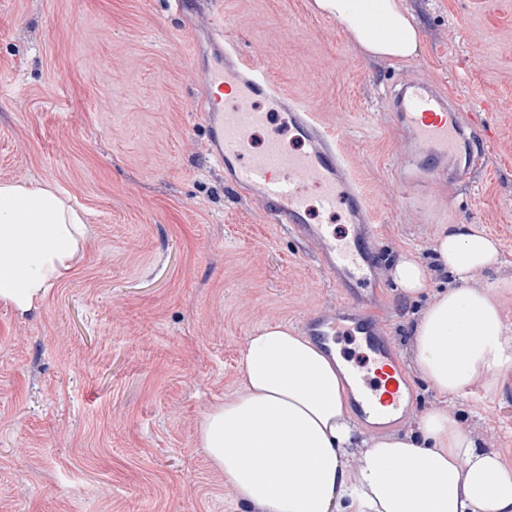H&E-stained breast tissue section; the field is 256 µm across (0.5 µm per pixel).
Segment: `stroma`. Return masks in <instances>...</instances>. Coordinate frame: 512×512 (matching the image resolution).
Returning <instances> with one entry per match:
<instances>
[{"label": "stroma", "mask_w": 512, "mask_h": 512, "mask_svg": "<svg viewBox=\"0 0 512 512\" xmlns=\"http://www.w3.org/2000/svg\"><path fill=\"white\" fill-rule=\"evenodd\" d=\"M313 3L209 0L208 21L319 112L366 191L380 258L359 308L417 396L396 433L445 409L511 461L512 367L473 399L433 390L411 341L428 295L406 297L390 270L412 255L430 292L451 287L436 231L476 224L501 250L476 284L512 279V0H404L421 29L405 61L364 55ZM188 24L170 0H0V183L50 186L88 215L70 276L30 312L0 304V512H260L213 468L198 426L236 390L248 336L350 299L211 162ZM408 77L491 127L469 183L403 195L411 144L388 101Z\"/></svg>", "instance_id": "1"}]
</instances>
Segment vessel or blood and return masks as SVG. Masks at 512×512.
Segmentation results:
<instances>
[{
    "mask_svg": "<svg viewBox=\"0 0 512 512\" xmlns=\"http://www.w3.org/2000/svg\"><path fill=\"white\" fill-rule=\"evenodd\" d=\"M208 42L221 62L206 75L220 94L207 97L198 113L208 130L209 155L223 166L236 192L257 201L272 223L287 225L292 236L314 248L318 266L329 281L357 290L367 288L378 247L374 216L335 132L322 125L302 101L285 95L268 65L244 55L238 41L223 30H213ZM462 110L458 100L422 80L412 78L400 85L397 117L412 137L417 168L426 183L445 172L450 152H467L472 165L486 154L488 144L479 129L464 131ZM273 116L300 142V149L286 148L276 136L262 148L254 147V131ZM313 190L324 210H343L360 222V231L349 238L335 234L329 225L311 223L309 193ZM304 328L327 350L343 337L364 347L366 364L351 370L359 385L353 400L359 418L389 420L408 410L405 366L372 316L347 304L335 313L309 317Z\"/></svg>",
    "mask_w": 512,
    "mask_h": 512,
    "instance_id": "b4317fda",
    "label": "vessel or blood"
}]
</instances>
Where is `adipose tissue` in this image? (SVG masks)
I'll return each instance as SVG.
<instances>
[{"mask_svg":"<svg viewBox=\"0 0 512 512\" xmlns=\"http://www.w3.org/2000/svg\"><path fill=\"white\" fill-rule=\"evenodd\" d=\"M367 55L406 60L419 45L402 0H315ZM86 212L48 186L0 183V303L26 313L69 272ZM434 255L455 281L413 330L421 378L444 396L497 384L512 366L504 306L512 281L472 287L493 271L496 241L445 224ZM236 392L199 426V442L238 499L263 512H512V464L480 447L444 410L415 432L361 437L347 411L343 362L285 324L260 327L241 350Z\"/></svg>","mask_w":512,"mask_h":512,"instance_id":"ef3b65f1","label":"adipose tissue"}]
</instances>
